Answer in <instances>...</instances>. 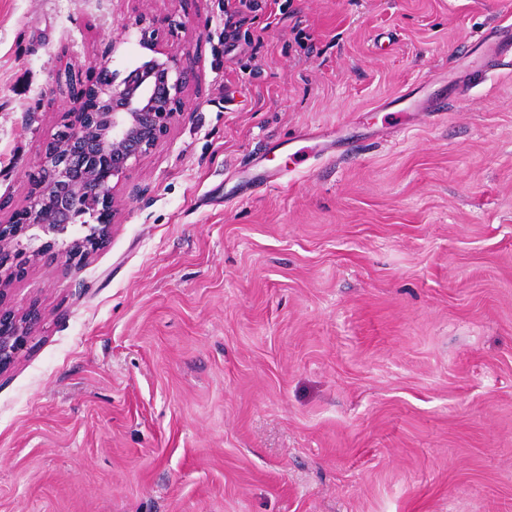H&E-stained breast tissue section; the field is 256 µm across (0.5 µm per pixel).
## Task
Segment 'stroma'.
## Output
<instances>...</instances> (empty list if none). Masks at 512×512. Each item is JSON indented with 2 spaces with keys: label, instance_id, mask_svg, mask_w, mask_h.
I'll return each mask as SVG.
<instances>
[{
  "label": "stroma",
  "instance_id": "stroma-1",
  "mask_svg": "<svg viewBox=\"0 0 512 512\" xmlns=\"http://www.w3.org/2000/svg\"><path fill=\"white\" fill-rule=\"evenodd\" d=\"M237 2L0 0V223L60 72L123 79L145 13L190 77L106 247L9 283L43 320L0 375V512H512V68L454 93L512 0H251L230 54ZM414 87L447 111L388 128ZM305 130L362 147L289 171Z\"/></svg>",
  "mask_w": 512,
  "mask_h": 512
}]
</instances>
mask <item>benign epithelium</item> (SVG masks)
<instances>
[{"mask_svg":"<svg viewBox=\"0 0 512 512\" xmlns=\"http://www.w3.org/2000/svg\"><path fill=\"white\" fill-rule=\"evenodd\" d=\"M139 26L141 45L159 57L118 84L93 78L75 85L58 131L61 162L53 193L35 192L14 223L0 224V267L10 266L12 275H24L28 264L23 252L11 250L12 242L35 227L45 236L36 255L58 257L55 245L75 224L77 199L101 212L95 248L103 247L121 205L116 187L185 114L187 72L159 47L154 21L142 17ZM42 318L36 304L23 313L15 311L7 302V289L0 287V374L29 349Z\"/></svg>","mask_w":512,"mask_h":512,"instance_id":"7a95c632","label":"benign epithelium"}]
</instances>
